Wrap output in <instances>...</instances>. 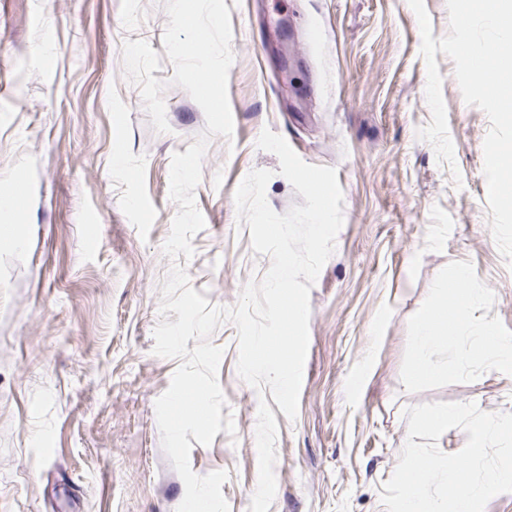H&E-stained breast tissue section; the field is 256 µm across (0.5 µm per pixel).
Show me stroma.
I'll use <instances>...</instances> for the list:
<instances>
[{
	"mask_svg": "<svg viewBox=\"0 0 512 512\" xmlns=\"http://www.w3.org/2000/svg\"><path fill=\"white\" fill-rule=\"evenodd\" d=\"M234 61L232 139L210 138L195 191L206 226L185 269L210 304L232 307L271 258L253 251L234 193L272 171L283 214L304 199L258 148L263 129L337 171L344 223L310 291V342L295 419L276 412L269 512H387L383 484L407 440L408 408L473 402L512 412V380L407 392L410 317L438 272L471 262L512 330V267L490 228L487 115L466 104L437 54L455 163L417 136L431 121L421 33L408 0H225ZM164 0H0V512H176L185 486L155 413L178 360L154 355L163 253L178 206L174 153L204 131L173 85ZM160 53L170 130L151 125L122 47ZM461 183H454L453 172ZM236 433L194 445L198 475L226 471L230 512L258 483L259 393L237 372L238 333L212 334Z\"/></svg>",
	"mask_w": 512,
	"mask_h": 512,
	"instance_id": "stroma-1",
	"label": "stroma"
}]
</instances>
